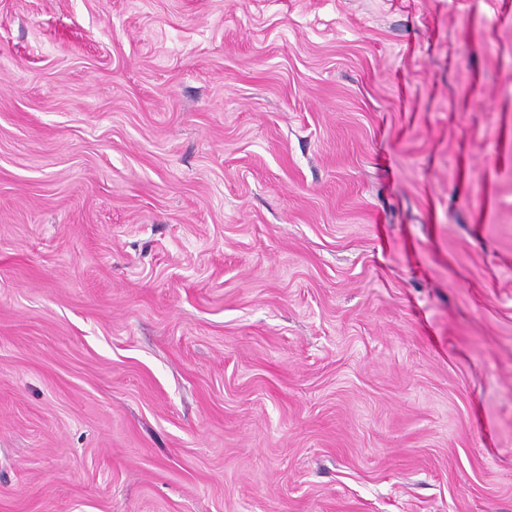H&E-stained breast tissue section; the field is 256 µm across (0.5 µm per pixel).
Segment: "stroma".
Segmentation results:
<instances>
[{
    "label": "stroma",
    "instance_id": "stroma-1",
    "mask_svg": "<svg viewBox=\"0 0 512 512\" xmlns=\"http://www.w3.org/2000/svg\"><path fill=\"white\" fill-rule=\"evenodd\" d=\"M0 512H512V0H0Z\"/></svg>",
    "mask_w": 512,
    "mask_h": 512
}]
</instances>
